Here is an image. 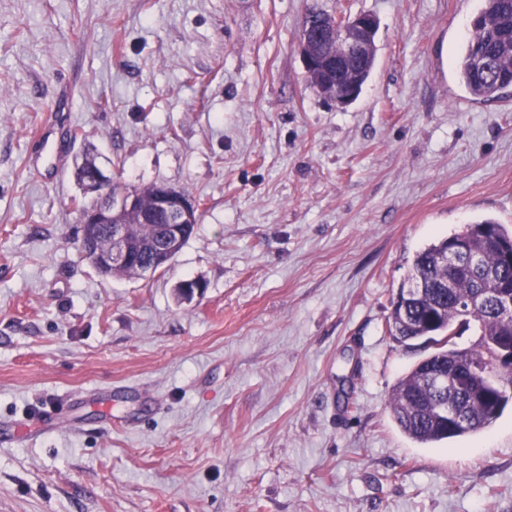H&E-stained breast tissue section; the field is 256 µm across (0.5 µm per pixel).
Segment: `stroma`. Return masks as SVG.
Here are the masks:
<instances>
[{"mask_svg": "<svg viewBox=\"0 0 512 512\" xmlns=\"http://www.w3.org/2000/svg\"><path fill=\"white\" fill-rule=\"evenodd\" d=\"M314 4L378 20L343 108L298 47ZM481 7L0 0V512H512L511 407L435 446L389 407L432 351L386 329L415 254L512 229V98L455 71ZM87 158L199 203L166 267L83 257Z\"/></svg>", "mask_w": 512, "mask_h": 512, "instance_id": "35a3bbf8", "label": "stroma"}]
</instances>
